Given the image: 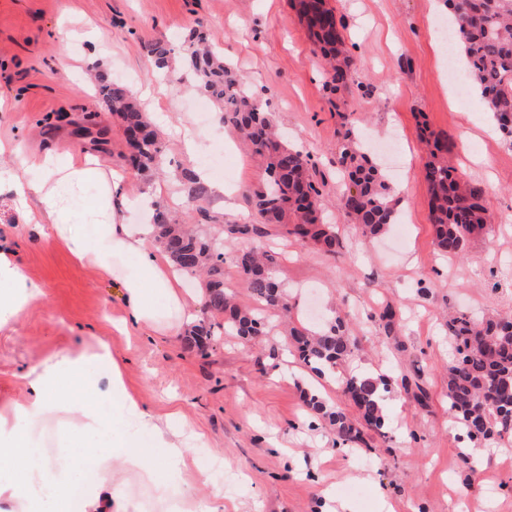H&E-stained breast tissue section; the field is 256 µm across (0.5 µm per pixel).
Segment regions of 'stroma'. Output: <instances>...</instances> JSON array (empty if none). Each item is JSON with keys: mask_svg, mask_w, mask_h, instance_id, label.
<instances>
[{"mask_svg": "<svg viewBox=\"0 0 512 512\" xmlns=\"http://www.w3.org/2000/svg\"><path fill=\"white\" fill-rule=\"evenodd\" d=\"M328 3L346 23L361 84L351 95L326 91L323 63L293 0H0V137L18 144L1 163L20 170L46 148L85 149L126 169L122 129L95 90L94 74L103 70L136 95L164 144L159 165L128 171V192L159 187L173 217L194 231L255 223L247 190L265 181L263 168L216 106L199 118L194 105L202 92L176 85L187 70V34L207 31L261 95L287 143L307 149L326 181L324 215L342 241L336 255L299 246L283 228L269 230L283 250L277 276L294 321L317 327L343 320L357 345L347 371L416 376L426 392L420 399L391 386L384 394L386 435L342 443L304 408L302 391L317 388L348 416L356 410L288 352L278 312L266 311L270 333L259 344L223 336L204 352L189 347L187 322L174 336L118 331L125 314L118 284L21 224L17 203L2 193L0 238L16 244L23 274L45 295L0 328V416L15 421L29 396V370L80 352L90 359L77 382L61 386L62 402L78 399L116 416L118 406L100 395L107 376L94 358L107 342L126 396L189 448L183 463L164 464L160 482L124 474L129 512H179L189 494L203 512H316L328 492L331 508L345 499L351 512H387L392 504L397 512H512V433L464 454L468 442L448 413L452 347L444 327L461 311L512 315V149L469 81L448 78L449 69L465 68L441 37L445 0ZM154 42L170 48L168 70L148 53ZM342 111L396 201L397 221L378 239L364 238L336 204ZM89 112L99 115L101 139L74 133V122ZM424 129L447 142L458 171L484 188L494 219L461 258L441 255L434 244ZM187 135L203 145L193 159L183 145ZM199 168L231 191L234 211L217 213L210 200L201 211L188 203L175 174ZM258 244L224 239V282L241 306L253 300L235 261ZM386 305L398 313L391 327L378 317ZM28 428L37 459L66 464L71 488L82 469H97L113 450L111 436L83 431L65 413L31 418Z\"/></svg>", "mask_w": 512, "mask_h": 512, "instance_id": "35a3bbf8", "label": "stroma"}]
</instances>
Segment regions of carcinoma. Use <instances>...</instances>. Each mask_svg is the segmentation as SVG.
Returning <instances> with one entry per match:
<instances>
[{
  "label": "carcinoma",
  "mask_w": 512,
  "mask_h": 512,
  "mask_svg": "<svg viewBox=\"0 0 512 512\" xmlns=\"http://www.w3.org/2000/svg\"><path fill=\"white\" fill-rule=\"evenodd\" d=\"M445 2L453 12L460 53L473 86L496 120L505 144L512 148V0ZM296 8L300 22L328 60L325 89L332 94L352 92L359 82L345 47L343 19L326 0H297ZM189 41L194 46L189 57L194 86L220 105L227 120L250 143L267 175L266 183L250 188L248 194L261 223L230 224L228 233L261 237L265 226H282L300 244L336 255L341 242L333 226L321 218L322 193L310 153L278 139L261 104L239 72L208 45L205 32L193 31ZM98 93L117 116L132 148V170L142 173L159 163L162 140L136 96L106 72L98 75ZM421 140L430 154L424 178L435 245L442 253L462 255L470 241L489 226L491 215L484 191L455 174V168L442 156L446 146L432 133L421 130ZM337 163L347 175L337 198L340 208L363 235L381 234L394 223L396 211L378 166L358 155L357 139L349 131L338 147ZM182 185L190 203L204 199L203 187L193 173H183ZM151 228L178 273L207 276L203 309L211 319L201 320L191 334L199 351H205L222 333L257 340L267 329L264 311H291L275 275L276 256L269 251H247L238 258L245 288L259 305L257 309L242 308L224 284V237L188 231L173 221L162 204L155 208ZM289 336L304 364L342 389L356 408L358 420L348 418L338 406L327 405L314 391L305 394L307 410L327 419L336 435L351 442L364 441L365 427L382 432V392L389 381L342 369L354 349L343 321L314 332L303 325L293 326ZM448 336L457 354L455 362L448 364V412L461 420L473 440L511 433L512 317L476 320L462 312L448 321Z\"/></svg>",
  "instance_id": "1"
}]
</instances>
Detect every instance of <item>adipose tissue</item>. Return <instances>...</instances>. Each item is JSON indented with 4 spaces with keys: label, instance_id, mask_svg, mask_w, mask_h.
I'll list each match as a JSON object with an SVG mask.
<instances>
[{
    "label": "adipose tissue",
    "instance_id": "obj_1",
    "mask_svg": "<svg viewBox=\"0 0 512 512\" xmlns=\"http://www.w3.org/2000/svg\"><path fill=\"white\" fill-rule=\"evenodd\" d=\"M97 182L100 192L88 200L86 187ZM123 179L97 157L74 151L62 155L45 149L29 160L24 172L0 165V191L14 194L23 203L20 218L26 224L45 225L71 256L99 269L104 277L115 279L122 288L129 323L139 329L159 330L160 307L189 314L180 278L167 258L146 243L145 228L126 223L124 211L132 206L149 207L157 194L123 195ZM0 325L16 317L34 298L41 295L29 283L15 261L9 242L0 241ZM81 359L61 355L35 368L28 375L32 396L26 413L39 415L59 408L57 387L80 371ZM123 412L135 419L139 434L122 433L120 423L109 424L92 409L70 404L86 431L112 428L119 432L121 450L117 460L127 469L143 468L145 460L138 450L140 437L159 441L167 459L183 460L187 450L173 437L166 436L155 417L134 400L122 403ZM111 460L102 463L101 479L88 496L89 512H126V492L116 478Z\"/></svg>",
    "mask_w": 512,
    "mask_h": 512
}]
</instances>
